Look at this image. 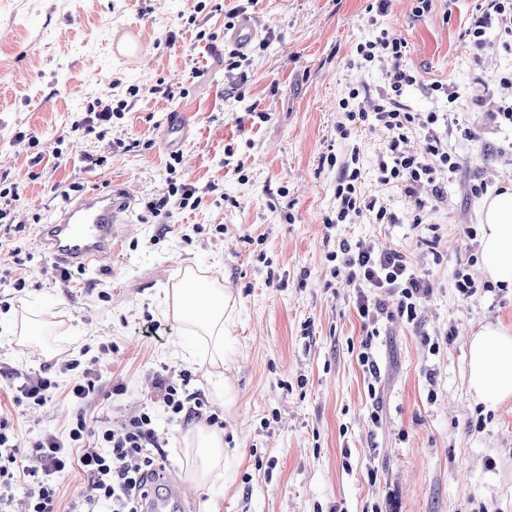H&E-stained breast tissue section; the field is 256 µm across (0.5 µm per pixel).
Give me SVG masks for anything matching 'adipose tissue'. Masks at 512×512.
I'll use <instances>...</instances> for the list:
<instances>
[{
	"instance_id": "1",
	"label": "adipose tissue",
	"mask_w": 512,
	"mask_h": 512,
	"mask_svg": "<svg viewBox=\"0 0 512 512\" xmlns=\"http://www.w3.org/2000/svg\"><path fill=\"white\" fill-rule=\"evenodd\" d=\"M481 249L484 272L495 284L512 288V185L487 200L482 216ZM235 304L214 282L185 273L173 292L174 319L192 327L203 337L210 363L227 365L226 343L231 335ZM468 383L473 399L493 409L512 398V330L490 324L472 335L469 346ZM198 450L193 469L197 482L223 474L232 483L240 459L225 446L221 433L197 427L187 438Z\"/></svg>"
}]
</instances>
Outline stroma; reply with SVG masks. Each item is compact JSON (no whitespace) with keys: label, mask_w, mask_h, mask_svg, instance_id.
I'll return each instance as SVG.
<instances>
[{"label":"stroma","mask_w":512,"mask_h":512,"mask_svg":"<svg viewBox=\"0 0 512 512\" xmlns=\"http://www.w3.org/2000/svg\"><path fill=\"white\" fill-rule=\"evenodd\" d=\"M370 2L245 6L256 36L246 61L228 71L224 13L243 0H0V188L17 191L11 219L25 227L19 256L0 255V406L9 407L15 386L5 370L57 383L45 406L16 418L25 441L67 433L74 374L61 371L63 361L98 358L101 390L85 413L114 428L147 402L150 374L167 367L190 372L189 390L243 454L232 485L197 483L189 424L158 417L168 439L160 464L185 482L188 512H372L389 496L401 512H512V399L494 410L476 404L467 360L472 333L512 326V290L486 287L482 264L467 263L480 242L466 236L481 231L485 205L472 185L512 173V131L489 119L505 95L499 80L512 73V39L479 53L465 37L484 0H434L420 17L415 0H390L380 23L407 42L403 64L417 77L404 102L453 112L477 135L449 138L462 169L442 201L422 188L427 205L418 211L379 180L383 128L358 127L345 140L336 131L350 88L372 95L385 84L383 68L349 63L375 35ZM131 26L143 51L117 58L112 41ZM436 82L454 87L455 103L433 91ZM100 102L124 112L107 136L70 134ZM177 114L190 127L171 173L162 139ZM355 146L362 194L395 223L364 215L327 227L336 207L327 157ZM172 178L195 186L200 203L173 210L163 234L144 204ZM114 185L131 205L112 239L111 268L55 282L38 245L42 225L78 190ZM342 238L398 249L430 279L417 324L385 320L373 337L381 373L373 388L358 360L357 291L329 258ZM465 265L477 284L467 299L455 288ZM189 270L235 300L223 372L237 393L230 409L209 389L206 356L176 355L188 335L166 310ZM32 313L46 323L43 336L15 346L14 319ZM147 319L159 339L135 334Z\"/></svg>","instance_id":"35a3bbf8"}]
</instances>
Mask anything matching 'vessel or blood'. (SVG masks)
Returning a JSON list of instances; mask_svg holds the SVG:
<instances>
[{
    "instance_id": "1",
    "label": "vessel or blood",
    "mask_w": 512,
    "mask_h": 512,
    "mask_svg": "<svg viewBox=\"0 0 512 512\" xmlns=\"http://www.w3.org/2000/svg\"><path fill=\"white\" fill-rule=\"evenodd\" d=\"M128 206L129 199L121 192L87 193L43 226L40 244L57 265L101 268L112 257V237ZM188 498L183 482L161 472L154 474L140 505L143 512H181Z\"/></svg>"
}]
</instances>
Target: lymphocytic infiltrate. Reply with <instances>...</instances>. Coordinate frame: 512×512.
<instances>
[{"mask_svg":"<svg viewBox=\"0 0 512 512\" xmlns=\"http://www.w3.org/2000/svg\"><path fill=\"white\" fill-rule=\"evenodd\" d=\"M498 28L501 35L512 37V0H488L473 15L465 36L477 48H484L487 32ZM407 44L378 29L373 40L357 44L354 65L371 67L389 63L386 83L375 99L361 98L359 89H350L339 107L343 121L337 126L340 138H347L352 124L367 123L384 127L389 133L386 155L379 162L381 179L400 186L413 197L417 208H424L415 189L423 183L432 185L435 199H442L445 184L460 172L456 155L449 151L436 130V113L410 111L403 101L404 91L415 84L413 73L402 68L401 60ZM422 134L421 148H410L414 134ZM335 166L336 213L334 223L347 224L353 218L371 214L376 223L389 224L393 216L376 200L366 199L360 192L362 171L357 153L333 154ZM338 250L349 270L348 283L357 288L356 309L364 328H375L393 316L414 322L422 300L430 291L425 274L414 271L406 256L396 250L377 251L362 243L342 239ZM378 298H369V290ZM68 369H80V377L68 390L76 413L72 416L66 437L47 432L23 447L22 440L9 413L0 412V512H13L17 486H24V512H78L79 508H103L104 512H138L141 490L154 472L157 456L163 455L166 443L156 429V414L164 412L168 421L188 422L199 418L209 424L215 415H203L201 402L187 390L190 375L186 372L156 373L152 376V394L148 403L128 417L120 428L91 429L82 411L93 396L99 381L96 361L84 366L68 362ZM81 470L86 486L69 508L61 506V482L73 470Z\"/></svg>","mask_w":512,"mask_h":512,"instance_id":"1","label":"lymphocytic infiltrate"}]
</instances>
